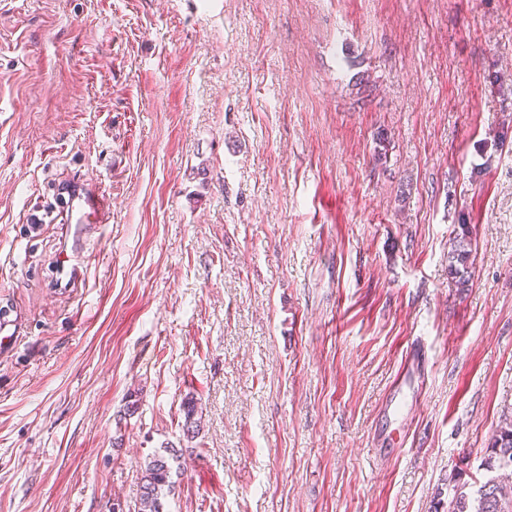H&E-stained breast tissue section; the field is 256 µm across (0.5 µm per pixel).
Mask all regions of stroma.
<instances>
[{
    "instance_id": "stroma-1",
    "label": "stroma",
    "mask_w": 512,
    "mask_h": 512,
    "mask_svg": "<svg viewBox=\"0 0 512 512\" xmlns=\"http://www.w3.org/2000/svg\"><path fill=\"white\" fill-rule=\"evenodd\" d=\"M511 75L512 0H0V512H134L170 446L164 512L477 489L512 418ZM72 180L112 199L74 279ZM448 253V274L460 288H469L473 279L471 231L468 224H461V233L454 238ZM427 362L428 357L424 344L418 339L413 340L402 359L395 379V389L384 403L382 416L386 421H391L400 415L407 400L419 391Z\"/></svg>"
}]
</instances>
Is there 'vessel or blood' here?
I'll return each mask as SVG.
<instances>
[{
  "instance_id": "1",
  "label": "vessel or blood",
  "mask_w": 512,
  "mask_h": 512,
  "mask_svg": "<svg viewBox=\"0 0 512 512\" xmlns=\"http://www.w3.org/2000/svg\"><path fill=\"white\" fill-rule=\"evenodd\" d=\"M63 216L66 231L81 238L88 229L109 223L112 205L105 195L81 181L69 182L62 190ZM428 362L427 352L420 340H413L402 359L395 379V389L385 401L382 416L392 420L402 413L406 402L423 383V372Z\"/></svg>"
}]
</instances>
